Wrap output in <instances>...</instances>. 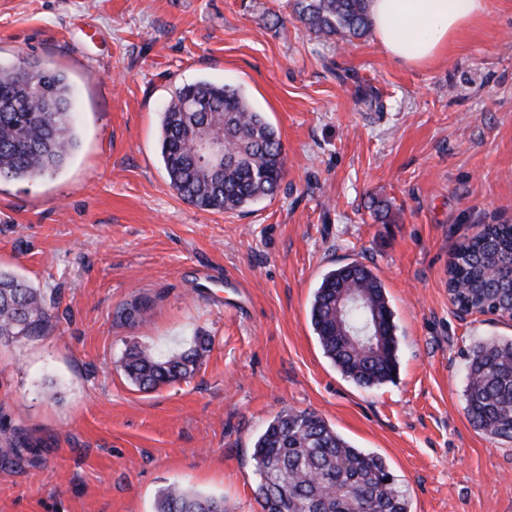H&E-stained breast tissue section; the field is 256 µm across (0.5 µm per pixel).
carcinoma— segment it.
<instances>
[{
  "mask_svg": "<svg viewBox=\"0 0 512 512\" xmlns=\"http://www.w3.org/2000/svg\"><path fill=\"white\" fill-rule=\"evenodd\" d=\"M303 26L347 43L372 27L368 0H293ZM55 105L45 108L44 96ZM71 90L63 74L38 59L0 67V182L33 180L62 168L76 144ZM202 136L224 142V169L194 157ZM160 153L171 188L207 211H237L278 190L286 154L276 129L246 97L205 81L177 89L162 112ZM448 294L464 313L512 321V224H487L459 242L448 260ZM355 299L348 307L338 300ZM310 320L325 355L356 384L372 388L394 379L398 339L383 283L359 261L326 273L315 291ZM53 327L43 297L24 280L0 272V344L43 336ZM212 340L153 355L134 347L126 377L151 391L194 376ZM472 426L512 442V339L475 344L464 390ZM260 512H409L405 493L386 461L354 447L314 411H284L254 443ZM155 512H224V498L171 484Z\"/></svg>",
  "mask_w": 512,
  "mask_h": 512,
  "instance_id": "carcinoma-1",
  "label": "carcinoma"
}]
</instances>
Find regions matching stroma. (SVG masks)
I'll list each match as a JSON object with an SVG mask.
<instances>
[{
    "label": "stroma",
    "instance_id": "stroma-1",
    "mask_svg": "<svg viewBox=\"0 0 512 512\" xmlns=\"http://www.w3.org/2000/svg\"><path fill=\"white\" fill-rule=\"evenodd\" d=\"M487 7L412 66L371 35L306 31L291 0H0V64L62 72L77 123L54 175L0 184V270L55 316L0 345V512H154L172 482L259 512L254 442L288 410L382 456L409 512H512V444L476 430L464 397L470 348L512 322L448 295L453 246L512 224V0ZM198 80L239 88L278 131L274 196L216 213L170 187L161 114ZM354 260L397 326V375L372 389L309 318ZM137 301L148 319L125 320ZM198 335L212 349L188 381L141 391L120 367Z\"/></svg>",
    "mask_w": 512,
    "mask_h": 512
}]
</instances>
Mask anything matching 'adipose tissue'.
Wrapping results in <instances>:
<instances>
[{
  "mask_svg": "<svg viewBox=\"0 0 512 512\" xmlns=\"http://www.w3.org/2000/svg\"><path fill=\"white\" fill-rule=\"evenodd\" d=\"M375 36L393 59L423 65L484 17L486 0H369Z\"/></svg>",
  "mask_w": 512,
  "mask_h": 512,
  "instance_id": "obj_1",
  "label": "adipose tissue"
}]
</instances>
